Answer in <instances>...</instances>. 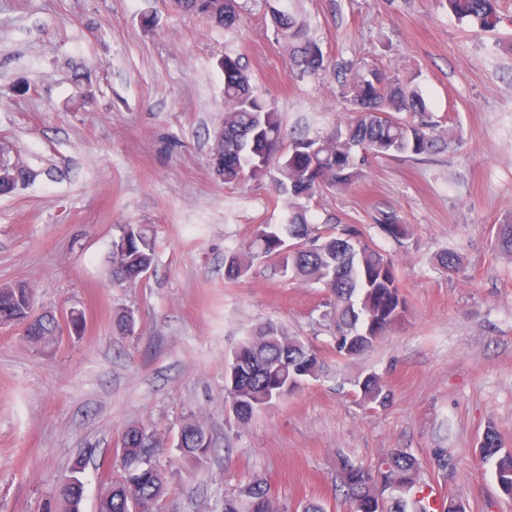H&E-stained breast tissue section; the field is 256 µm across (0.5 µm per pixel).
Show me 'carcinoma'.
<instances>
[{"label": "carcinoma", "mask_w": 512, "mask_h": 512, "mask_svg": "<svg viewBox=\"0 0 512 512\" xmlns=\"http://www.w3.org/2000/svg\"><path fill=\"white\" fill-rule=\"evenodd\" d=\"M460 20L483 30L496 28L500 0H447ZM179 10L196 14L214 27L232 28L241 21L237 0H178ZM271 22L277 40L288 48L291 68L315 76L324 68L319 44L305 33L304 23L291 13L274 9ZM224 122L216 131L212 165L229 187L271 176L275 190L288 196V215L279 224H261L246 245L224 256V278L236 282L248 276L258 260L274 275L315 283L331 294L322 321L336 354L353 358L372 348L400 326L408 313L394 260L369 240L356 224L317 222L309 203L324 191H346L358 183L368 158L431 155L447 146V134L429 112L418 90L396 74L378 68L357 70L342 90L350 109L323 135H302L284 141L283 118L270 103L254 94L239 59L225 55ZM34 173L21 163L0 172V193L8 195ZM384 238L398 246L411 237L410 225L396 213L375 219ZM496 245L512 256V217L498 225ZM156 237L148 224H121L112 241V284L131 285L154 263ZM28 288L0 287V324H9L32 310ZM60 324L55 316L40 323L27 337L39 348L50 347ZM324 364L317 350L282 324L269 321L244 337L228 363L226 403L235 406L237 422L251 417L318 379ZM363 405L386 407L391 391L382 377L368 372L354 381ZM144 431L129 426L123 433L124 474L99 490L97 512H130L131 499L160 502L168 476L143 461ZM183 457L202 464L210 451L207 429L186 423L177 445ZM481 461L490 466L497 484L512 497V448L503 446L488 427L479 445ZM437 475L446 479L456 470L455 458L444 449L433 453ZM342 488L351 512H430L422 496V462L405 448H394L374 464L339 458ZM82 461H77L58 487L64 512H80L84 496ZM224 512H281L267 481L256 478L224 497Z\"/></svg>", "instance_id": "obj_1"}]
</instances>
